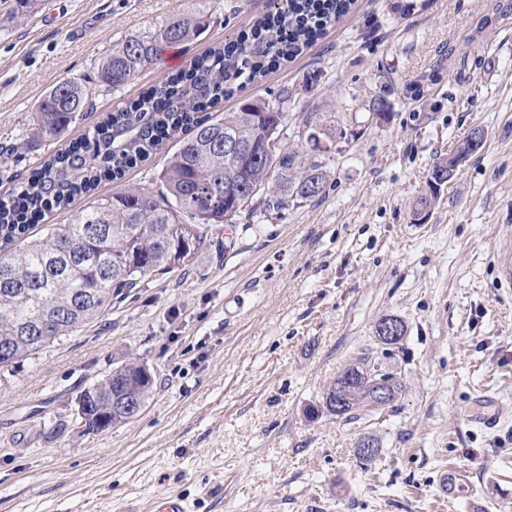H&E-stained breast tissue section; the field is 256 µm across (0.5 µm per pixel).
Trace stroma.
<instances>
[{"label":"stroma","mask_w":512,"mask_h":512,"mask_svg":"<svg viewBox=\"0 0 512 512\" xmlns=\"http://www.w3.org/2000/svg\"><path fill=\"white\" fill-rule=\"evenodd\" d=\"M355 0L293 61L242 84V100L289 92L282 135L303 114L354 135L321 152L326 187L282 210L256 206L208 238L190 265L141 288L76 335L0 376V512H152L176 492L192 512H512V0ZM0 0V195L103 114L129 105L189 57L240 40L268 0ZM184 12L210 23L126 85L100 87L65 137L27 147L34 105L93 76L112 44ZM388 93V121L369 101ZM482 147L415 212L432 165L473 129ZM167 144L96 194L159 190ZM406 334L386 345L376 322ZM135 357L154 394L135 420L84 430L76 397ZM369 358L401 383L356 417L319 405L336 375ZM482 390L491 429L465 414ZM379 442L358 459L362 436Z\"/></svg>","instance_id":"stroma-1"}]
</instances>
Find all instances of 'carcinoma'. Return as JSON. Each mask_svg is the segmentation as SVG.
<instances>
[{"mask_svg":"<svg viewBox=\"0 0 512 512\" xmlns=\"http://www.w3.org/2000/svg\"><path fill=\"white\" fill-rule=\"evenodd\" d=\"M272 2L274 11L260 21L268 39L214 46L189 59L181 72L152 86L134 104L108 113L80 142L45 157L27 181L0 197V346H14L11 361L0 364L1 372L103 317L113 300L128 297L146 275L185 266L217 225L236 223L255 201L281 210L292 201L323 193L326 175L321 161L288 148L268 159L261 149L266 132H280L288 94H282L275 106L245 102L219 121L204 115L234 92L231 78L239 67H251L253 79L265 74L267 63L298 55L354 4ZM207 19L203 12L174 15L152 32L113 44L100 57L94 79L60 81L35 104L39 131L31 148L56 138L79 119L91 104L92 85L115 89L129 83L166 50L197 39ZM177 131L183 138L162 171L165 190L155 194L135 188L98 196L70 223L26 240V233L47 213L68 207L106 177L120 178L127 167ZM229 135L238 138L241 151L224 149ZM227 185L249 198V205L232 209L234 198L224 197ZM45 310L53 311L54 317L46 339L34 347L21 336L40 325ZM153 388V377L143 376L136 360L122 363L104 382L80 393L78 404L90 408L94 420L85 430L103 432L122 424L112 410L113 400L131 396L145 407ZM380 389L391 403L401 384L362 358L336 376L322 407L333 415L352 417L377 406Z\"/></svg>","mask_w":512,"mask_h":512,"instance_id":"1","label":"carcinoma"}]
</instances>
